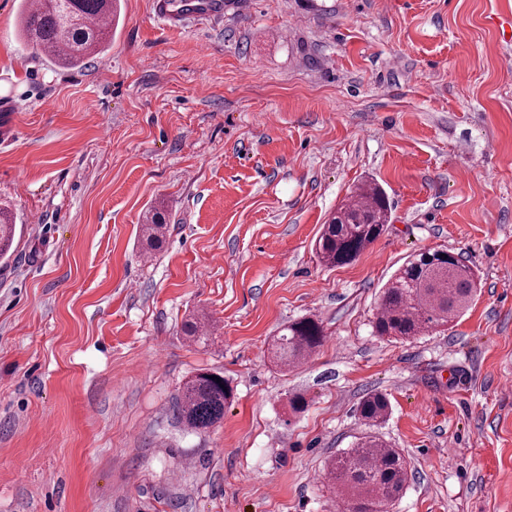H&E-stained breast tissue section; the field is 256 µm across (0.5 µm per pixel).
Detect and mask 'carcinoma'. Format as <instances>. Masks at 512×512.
I'll use <instances>...</instances> for the list:
<instances>
[{"label": "carcinoma", "instance_id": "cac0c4a2", "mask_svg": "<svg viewBox=\"0 0 512 512\" xmlns=\"http://www.w3.org/2000/svg\"><path fill=\"white\" fill-rule=\"evenodd\" d=\"M119 23V0H21V39L66 69H79L86 60L105 54ZM390 211L380 185L369 182L356 187L323 225L315 242L319 260L330 267L354 261L387 230ZM164 225L158 212L142 225L150 247L163 242ZM13 239V224L0 210V258L8 254ZM478 286V276L460 255L445 249L414 253L382 288L373 331L380 337L408 340L445 327L463 315ZM324 337L316 319L293 322L272 337L271 359L278 366H297ZM232 396L233 389L221 374L200 370L180 388L177 420L191 431L208 429L224 418V406ZM388 411L384 395L363 398L358 417L365 431L353 447L326 465L330 483L352 503L350 512H383L407 487L411 471L405 455L374 431Z\"/></svg>", "mask_w": 512, "mask_h": 512}]
</instances>
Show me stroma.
<instances>
[{
  "label": "stroma",
  "instance_id": "1",
  "mask_svg": "<svg viewBox=\"0 0 512 512\" xmlns=\"http://www.w3.org/2000/svg\"><path fill=\"white\" fill-rule=\"evenodd\" d=\"M223 2L168 22L121 0L107 55L67 70L0 0V207L17 224L0 259V512H336L324 467L372 391L412 470L389 512H512V0ZM369 181L386 232L322 264V224ZM440 248L481 279L468 311L375 336L381 288ZM201 313L204 344L181 331ZM305 317L322 345L270 363L268 338ZM201 368L234 397L194 433L175 403Z\"/></svg>",
  "mask_w": 512,
  "mask_h": 512
}]
</instances>
